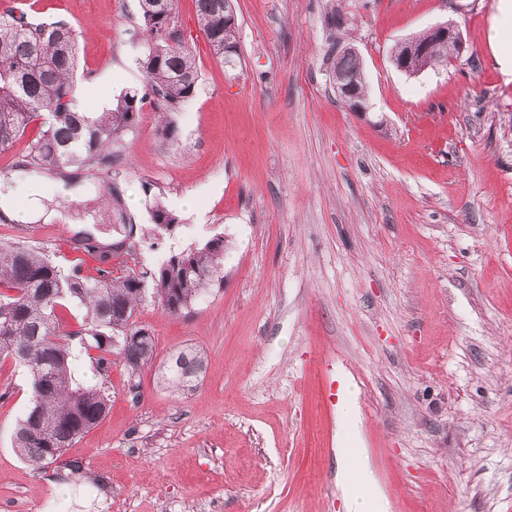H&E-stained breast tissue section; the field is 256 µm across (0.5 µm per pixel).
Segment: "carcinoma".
I'll list each match as a JSON object with an SVG mask.
<instances>
[{
    "label": "carcinoma",
    "instance_id": "cac0c4a2",
    "mask_svg": "<svg viewBox=\"0 0 512 512\" xmlns=\"http://www.w3.org/2000/svg\"><path fill=\"white\" fill-rule=\"evenodd\" d=\"M198 24L212 54L222 63L241 62L238 28L224 22V0H195ZM146 51L140 59L147 88L158 112L160 134L172 140L167 121L196 93L199 72L189 44L176 29L178 0H140ZM79 32L63 19L33 21L12 7L0 11V147L12 145L41 121L22 166L60 173L71 166L106 171L116 148L138 123L137 94L126 92L102 112L74 109ZM339 87L366 94L360 57L342 51L333 62ZM150 233L161 235L179 223L156 195L149 207ZM139 242L122 253L86 243L84 253L97 263V275L79 267L63 273L40 249L0 242V357L24 366L31 379L32 403L16 429L17 454L36 467L56 462L106 416L111 399L101 386L73 380L71 344L79 340L98 352L97 372L105 376L117 356L127 371L158 366L160 383L174 394L196 388L205 356L184 347L157 363L155 339L136 325V311L147 297L176 315L224 282V236L171 254L151 275L137 273ZM82 311L75 326L63 328L60 311Z\"/></svg>",
    "mask_w": 512,
    "mask_h": 512
}]
</instances>
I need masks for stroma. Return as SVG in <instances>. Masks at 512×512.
Masks as SVG:
<instances>
[{"mask_svg":"<svg viewBox=\"0 0 512 512\" xmlns=\"http://www.w3.org/2000/svg\"><path fill=\"white\" fill-rule=\"evenodd\" d=\"M37 21L80 33L85 111L143 90L139 0H38ZM498 0H233L241 63L225 67L179 19L200 80L162 139L151 100L111 173L57 194L67 224L0 221L64 271L83 253L73 223L149 225L152 182L181 219L139 245L138 270L224 235V285L172 316L154 300L137 325L159 359L207 357L178 397L152 369L96 370L73 347L76 382L105 384V419L36 469L17 455L27 370L0 359V512H344L338 450L350 428L326 403L349 380L385 512H512V75L490 44ZM345 23L326 24L331 11ZM461 53L407 75L398 44L443 22ZM355 48L370 112L340 101L332 55ZM107 74V88L95 83ZM114 188L118 200L104 204ZM138 208H130V199ZM81 463L72 480L66 464Z\"/></svg>","mask_w":512,"mask_h":512,"instance_id":"1","label":"stroma"}]
</instances>
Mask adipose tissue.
I'll return each mask as SVG.
<instances>
[{"mask_svg":"<svg viewBox=\"0 0 512 512\" xmlns=\"http://www.w3.org/2000/svg\"><path fill=\"white\" fill-rule=\"evenodd\" d=\"M46 184V178L36 173L1 178L0 213L19 224L66 221L64 212L48 206ZM345 464L343 502L346 512H384L382 501L372 491L373 479L361 461L359 449L349 450Z\"/></svg>","mask_w":512,"mask_h":512,"instance_id":"ef3b65f1","label":"adipose tissue"}]
</instances>
